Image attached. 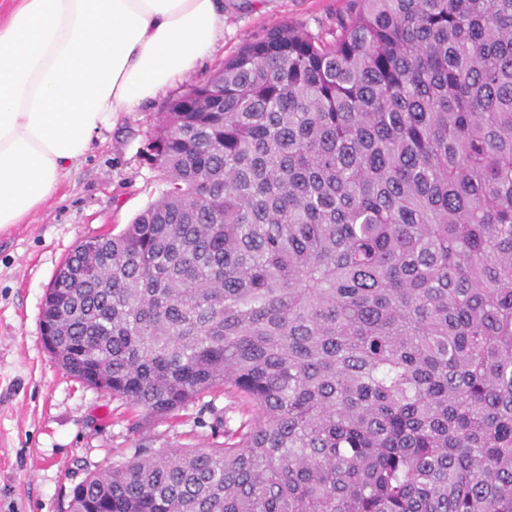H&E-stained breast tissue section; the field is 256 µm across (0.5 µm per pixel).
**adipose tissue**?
Segmentation results:
<instances>
[{"mask_svg":"<svg viewBox=\"0 0 512 512\" xmlns=\"http://www.w3.org/2000/svg\"><path fill=\"white\" fill-rule=\"evenodd\" d=\"M224 0H0V230L24 223L121 112L194 70Z\"/></svg>","mask_w":512,"mask_h":512,"instance_id":"adipose-tissue-1","label":"adipose tissue"}]
</instances>
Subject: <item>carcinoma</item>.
Returning a JSON list of instances; mask_svg holds the SVG:
<instances>
[{"mask_svg":"<svg viewBox=\"0 0 512 512\" xmlns=\"http://www.w3.org/2000/svg\"><path fill=\"white\" fill-rule=\"evenodd\" d=\"M251 38L151 129L159 193L78 242L55 361L215 448L140 451L70 512H512V0H348Z\"/></svg>","mask_w":512,"mask_h":512,"instance_id":"1","label":"carcinoma"}]
</instances>
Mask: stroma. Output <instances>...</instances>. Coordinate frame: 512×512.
<instances>
[{"label": "stroma", "mask_w": 512, "mask_h": 512, "mask_svg": "<svg viewBox=\"0 0 512 512\" xmlns=\"http://www.w3.org/2000/svg\"><path fill=\"white\" fill-rule=\"evenodd\" d=\"M347 0H229L224 31L197 68L102 129L63 176L59 193L0 231V512H69L90 472L141 448H211L245 412L217 388L166 417L71 377L46 351L41 311L67 254L83 239L118 233L158 195L143 157L166 104L208 79L243 43L281 22L328 38Z\"/></svg>", "instance_id": "stroma-1"}]
</instances>
